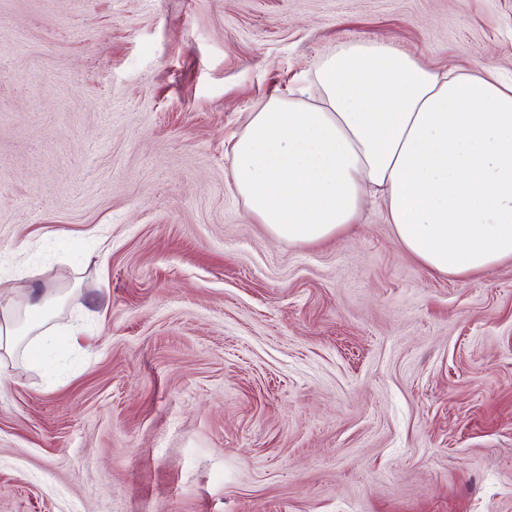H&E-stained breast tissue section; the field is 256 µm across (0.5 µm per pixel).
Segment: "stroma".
I'll list each match as a JSON object with an SVG mask.
<instances>
[{
    "label": "stroma",
    "mask_w": 512,
    "mask_h": 512,
    "mask_svg": "<svg viewBox=\"0 0 512 512\" xmlns=\"http://www.w3.org/2000/svg\"><path fill=\"white\" fill-rule=\"evenodd\" d=\"M512 77V0H0V512H512V261L428 272L367 198L317 243L231 183L346 41ZM60 301V296L42 293L37 300L26 304L13 301L0 304V350L11 354L27 336H34L26 346L28 358L33 364L45 361L58 346V340L50 328L39 329L48 321L51 308Z\"/></svg>",
    "instance_id": "1"
}]
</instances>
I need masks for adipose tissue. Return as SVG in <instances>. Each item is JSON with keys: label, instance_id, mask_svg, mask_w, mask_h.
Wrapping results in <instances>:
<instances>
[{"label": "adipose tissue", "instance_id": "ef3b65f1", "mask_svg": "<svg viewBox=\"0 0 512 512\" xmlns=\"http://www.w3.org/2000/svg\"><path fill=\"white\" fill-rule=\"evenodd\" d=\"M322 102L270 96L233 147L232 182L276 239L312 244L383 200L403 248L455 278L512 260V82L435 69L387 40L350 41L315 72ZM59 296L0 305V351L39 364Z\"/></svg>", "mask_w": 512, "mask_h": 512}]
</instances>
